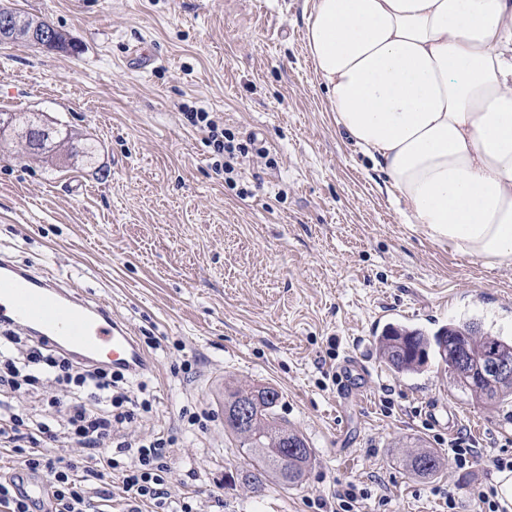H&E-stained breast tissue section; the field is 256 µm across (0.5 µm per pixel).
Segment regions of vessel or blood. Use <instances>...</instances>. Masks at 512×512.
I'll return each instance as SVG.
<instances>
[{
	"mask_svg": "<svg viewBox=\"0 0 512 512\" xmlns=\"http://www.w3.org/2000/svg\"><path fill=\"white\" fill-rule=\"evenodd\" d=\"M0 324L47 340L85 363L104 360L134 375L149 367L147 354L108 304L6 257L0 258Z\"/></svg>",
	"mask_w": 512,
	"mask_h": 512,
	"instance_id": "obj_1",
	"label": "vessel or blood"
}]
</instances>
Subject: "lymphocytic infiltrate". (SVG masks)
I'll use <instances>...</instances> for the list:
<instances>
[{"label": "lymphocytic infiltrate", "mask_w": 512, "mask_h": 512, "mask_svg": "<svg viewBox=\"0 0 512 512\" xmlns=\"http://www.w3.org/2000/svg\"><path fill=\"white\" fill-rule=\"evenodd\" d=\"M186 118L223 156L225 175L234 174L247 145L208 113ZM128 382V374L110 366L79 362L20 329L0 327V450L21 456L29 473L46 478L47 512H112L115 495L98 486L112 471L129 512H197L170 491L174 438L124 434L125 424L152 408L150 400L131 398ZM20 393L32 400L21 412L14 405Z\"/></svg>", "instance_id": "f902f5d3"}]
</instances>
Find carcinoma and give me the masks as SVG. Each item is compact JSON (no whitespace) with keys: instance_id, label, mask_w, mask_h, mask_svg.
Segmentation results:
<instances>
[{"instance_id":"1","label":"carcinoma","mask_w":512,"mask_h":512,"mask_svg":"<svg viewBox=\"0 0 512 512\" xmlns=\"http://www.w3.org/2000/svg\"><path fill=\"white\" fill-rule=\"evenodd\" d=\"M16 17L17 28L13 40H28L30 28L37 23L34 18L9 7H0V13ZM21 126L20 139L25 153L45 155L59 146L67 147L72 156H82L86 161L95 160L98 144L91 138L76 140L64 127L45 132V125L38 123L25 112H1L0 130ZM379 359L392 371L414 376L429 367L430 355L440 357L448 368V384L470 394L471 398L489 412L512 406V382L496 378L476 380L456 365V354L469 351L474 356L492 352L512 356V338L488 330L478 332L469 324H450L428 336L421 330L407 326L387 327L375 341ZM243 396L251 397L257 404L256 418L247 425L236 422L234 406ZM280 394L271 386H252L224 389V428L234 434L239 447L250 458L249 469L241 472L240 481L248 488H259L267 478L275 476L285 487L297 486L303 480L314 457L308 441L288 428L278 417L276 407ZM297 446L292 451L285 447L284 439ZM409 465L422 477L437 475L445 460L428 448H414L408 454Z\"/></svg>"}]
</instances>
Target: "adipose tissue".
<instances>
[{"label":"adipose tissue","mask_w":512,"mask_h":512,"mask_svg":"<svg viewBox=\"0 0 512 512\" xmlns=\"http://www.w3.org/2000/svg\"><path fill=\"white\" fill-rule=\"evenodd\" d=\"M305 50L337 130L404 223L512 268V0H311Z\"/></svg>","instance_id":"obj_1"}]
</instances>
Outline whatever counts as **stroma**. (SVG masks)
<instances>
[{
    "mask_svg": "<svg viewBox=\"0 0 512 512\" xmlns=\"http://www.w3.org/2000/svg\"><path fill=\"white\" fill-rule=\"evenodd\" d=\"M10 5L79 50L0 41V112L43 114L99 152L91 165L26 162L16 134L0 135V254L108 302L138 340L155 337L153 370L130 388L155 403L129 431L176 436L173 491L222 496L224 512H322L353 484L371 494L362 512H442L448 491L476 512L490 463L428 479L405 455L448 438L450 406L460 432L512 454V407L487 412L435 366L390 372L374 337L392 321L432 333L466 320L511 337L512 268L487 269L403 223L336 129L304 51L307 0ZM141 43L150 63L131 57ZM189 112L251 143L236 186ZM351 356L368 377L343 399L338 367ZM218 376L280 392L279 417L315 452L301 485L254 493L238 481L247 457L214 413ZM184 407L210 411L206 431L179 428Z\"/></svg>",
    "mask_w": 512,
    "mask_h": 512,
    "instance_id": "1",
    "label": "stroma"
}]
</instances>
